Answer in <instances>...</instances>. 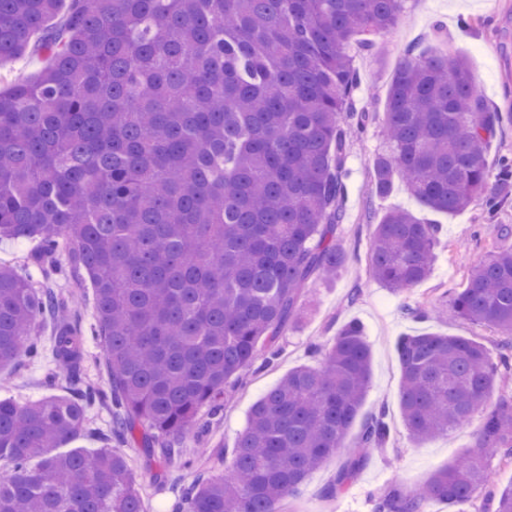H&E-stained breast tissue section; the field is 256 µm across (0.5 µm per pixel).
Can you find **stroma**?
<instances>
[{"label":"stroma","instance_id":"1","mask_svg":"<svg viewBox=\"0 0 512 512\" xmlns=\"http://www.w3.org/2000/svg\"><path fill=\"white\" fill-rule=\"evenodd\" d=\"M410 50L467 58L478 93L498 111L512 113V0H406L402 21L375 38L370 51L354 59L361 78L356 107L372 113L373 121L365 132L353 137L349 149L346 218L338 230L347 251L343 268L336 278L318 274L306 284L300 310L280 339L282 353L275 368L247 373L242 387L226 402L221 422L199 438L188 440L187 455L194 460L193 470L173 469L156 481L142 452L128 450L130 464L144 487L145 512H175L173 489L190 482L194 470L223 474L218 458L230 451L245 428L252 405L288 371L315 364V357L307 352L309 343L328 346L338 329L352 320L361 324L372 349V381L362 411L367 414L387 406L391 442L385 450L371 451L352 486L334 496L327 495L325 489L341 459L329 458L307 477L299 494L286 499L283 512H372L373 499L389 485L396 483L403 490H412L455 454L473 447L474 427L470 424L421 445L410 441L399 404L401 371L396 341L406 334L424 332L467 336L489 346L498 341L499 335L492 328L460 319L414 321L405 316L404 308L448 305L454 293L464 287L472 268L499 244V227L512 228V196L494 210L474 203L464 211L446 215L427 210L399 181L386 196L375 194L370 161L383 142L388 86ZM392 209L412 211L443 227L430 277L418 288L400 294L370 274L373 226ZM49 367L45 359L31 362L19 358L9 369V396L22 403L41 398L46 393L43 381Z\"/></svg>","mask_w":512,"mask_h":512}]
</instances>
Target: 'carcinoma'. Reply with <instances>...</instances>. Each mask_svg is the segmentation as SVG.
I'll list each match as a JSON object with an SVG mask.
<instances>
[{"instance_id": "carcinoma-1", "label": "carcinoma", "mask_w": 512, "mask_h": 512, "mask_svg": "<svg viewBox=\"0 0 512 512\" xmlns=\"http://www.w3.org/2000/svg\"><path fill=\"white\" fill-rule=\"evenodd\" d=\"M405 0H0V59L40 49L48 65L0 90V237L34 239L37 286L0 266V368L45 350V387H80L19 404L0 398V512H144L121 446L141 440L164 469L220 420L224 400L278 355L308 279L336 276L346 252V162L359 74L354 52L400 20ZM375 193L394 180L453 214L512 185L489 160L503 113L461 59L407 54L387 92ZM441 227L408 210L375 225L372 277L394 293L424 282ZM66 256L62 265L60 256ZM91 284L107 383L83 375V307L60 279ZM451 314L491 327L494 348L436 332L400 337V409L424 443L476 422L474 448L419 489L396 486L374 512H428L483 498L512 512L487 450L512 463V245L475 267ZM371 380L355 321L322 362L288 372L252 407L225 473L181 489L187 512H280L309 474L342 452ZM111 413L102 447L57 454ZM385 412L363 418L328 493L349 487L390 443ZM33 459L40 460L34 468Z\"/></svg>"}]
</instances>
